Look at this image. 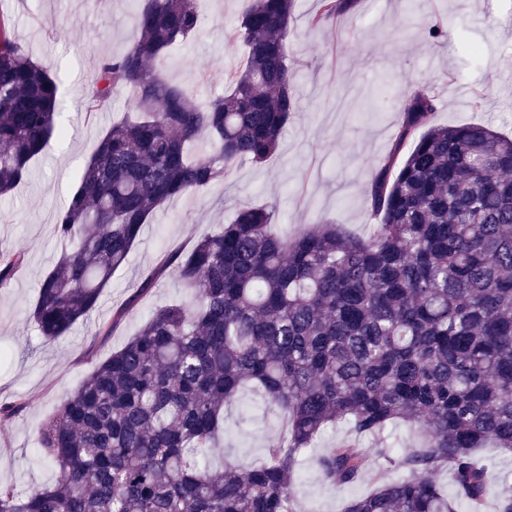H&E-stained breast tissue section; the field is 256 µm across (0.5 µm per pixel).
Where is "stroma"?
Masks as SVG:
<instances>
[{"label": "stroma", "mask_w": 512, "mask_h": 512, "mask_svg": "<svg viewBox=\"0 0 512 512\" xmlns=\"http://www.w3.org/2000/svg\"><path fill=\"white\" fill-rule=\"evenodd\" d=\"M244 0H201L200 24L174 46L161 66L166 79L199 102L221 95L227 76L246 60L231 38ZM318 0H295L289 64L297 74L300 110L265 163L237 164L224 181L160 207L144 224L127 261L112 275L98 308L67 335L49 341L31 318L38 285L62 249L55 233L98 141L122 113L130 93L116 91L95 110L86 106L101 58L124 54L137 36L136 0H0L19 43L59 85L65 135H55L30 165L28 179L0 198V246L24 250L25 268L0 285V404L23 403L0 429V482L18 492L52 483L55 473L38 458L42 424L61 397L131 339L151 312L182 298L174 274L143 295L144 274L171 250L231 222L244 203L273 212V230L295 235L337 224L368 236L375 218L368 189L387 158L403 104L411 92L434 85L440 125L484 123L512 137V0H354L348 13L313 28ZM444 22L451 41L428 29ZM482 106H474L475 96ZM125 315L112 335L98 328L116 310ZM283 432L276 410L255 386L244 387L224 411V456L242 471L260 466L266 445ZM350 425L328 428L299 460L296 512H342L369 484L337 486L323 479L316 458L353 440Z\"/></svg>", "instance_id": "obj_1"}]
</instances>
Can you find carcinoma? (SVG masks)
<instances>
[{
	"mask_svg": "<svg viewBox=\"0 0 512 512\" xmlns=\"http://www.w3.org/2000/svg\"><path fill=\"white\" fill-rule=\"evenodd\" d=\"M138 38L99 61L92 109L117 90L137 115L112 123L55 225L70 245L40 283L32 319L64 335L97 306L143 224L166 202L267 161L298 111L288 65L294 0H246L233 38L247 50L229 89L201 105L152 64L197 30L196 0H140ZM320 26L352 0H320ZM434 85L405 99L404 119L370 183L367 238L334 224L281 236L266 206L171 251L143 278L172 271L186 300L156 308L100 362L39 432L54 482L24 494L0 483V512H292L299 458L325 428L357 442L317 457L332 484H371L344 512H484L488 467L477 449L512 451V138L487 125L434 123ZM58 84L0 14V196L29 174L58 131ZM26 264L0 249V283ZM281 411L284 434L242 474L219 451L224 407L246 384ZM398 421L425 441L395 458ZM402 472L388 478V469ZM447 468L454 495L433 475ZM494 512H512L502 482Z\"/></svg>",
	"mask_w": 512,
	"mask_h": 512,
	"instance_id": "obj_1",
	"label": "carcinoma"
}]
</instances>
